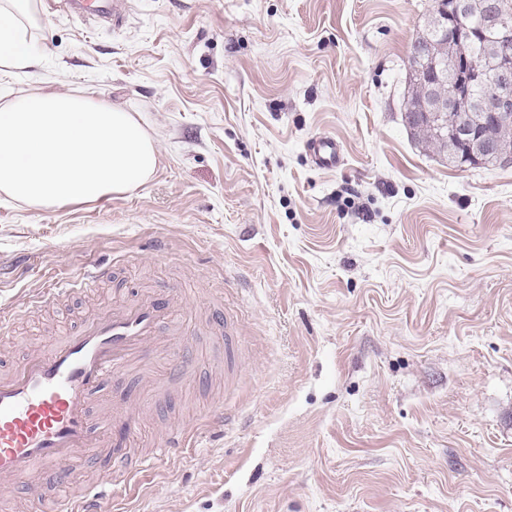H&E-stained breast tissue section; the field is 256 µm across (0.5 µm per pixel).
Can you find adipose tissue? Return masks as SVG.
I'll return each instance as SVG.
<instances>
[{
    "label": "adipose tissue",
    "instance_id": "ef3b65f1",
    "mask_svg": "<svg viewBox=\"0 0 512 512\" xmlns=\"http://www.w3.org/2000/svg\"><path fill=\"white\" fill-rule=\"evenodd\" d=\"M46 15L42 0H0V66L37 60L28 30ZM156 162L155 141L135 117L93 95L46 91L0 108V196L28 207L133 192Z\"/></svg>",
    "mask_w": 512,
    "mask_h": 512
}]
</instances>
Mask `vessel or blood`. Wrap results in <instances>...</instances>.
<instances>
[{
	"label": "vessel or blood",
	"mask_w": 512,
	"mask_h": 512,
	"mask_svg": "<svg viewBox=\"0 0 512 512\" xmlns=\"http://www.w3.org/2000/svg\"><path fill=\"white\" fill-rule=\"evenodd\" d=\"M69 9L118 24L126 4L70 0ZM305 150L321 169L340 161V145L329 136L308 140ZM177 311L176 302L160 290L113 302L48 351L24 358L0 377V477L24 484L35 475L56 489L64 486L62 474L73 460L112 450L107 481L54 500V512H98L100 500L115 486L132 487L157 460L186 447L191 431L178 426L151 454H139L142 387L135 382L120 391L112 388L113 377L130 372L137 362L171 364V353L156 339L177 326ZM100 402L110 405L107 417L95 411Z\"/></svg>",
	"instance_id": "b4317fda"
}]
</instances>
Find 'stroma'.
<instances>
[{
  "mask_svg": "<svg viewBox=\"0 0 512 512\" xmlns=\"http://www.w3.org/2000/svg\"><path fill=\"white\" fill-rule=\"evenodd\" d=\"M430 5L130 0L119 26L53 9L38 64L0 75V105L92 89L157 143L134 193L0 198V373L101 303L184 299L193 333L167 341L200 360L164 374L139 444L193 438L100 512H512V164L453 168L406 128ZM321 135L331 171L305 152ZM97 265L109 280L34 312ZM305 150L311 162L320 169H332L340 162V145L333 137L312 138L307 141Z\"/></svg>",
  "mask_w": 512,
  "mask_h": 512,
  "instance_id": "obj_1",
  "label": "stroma"
}]
</instances>
